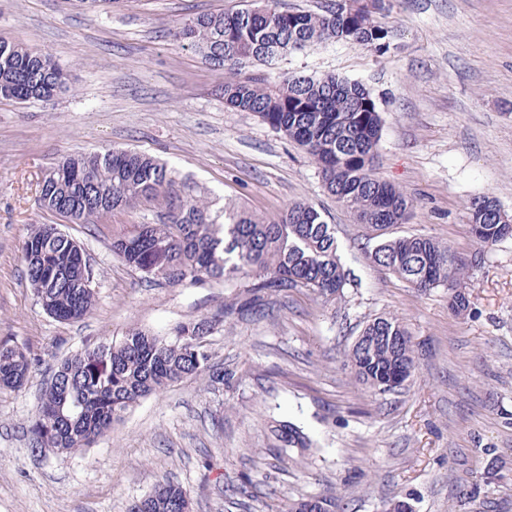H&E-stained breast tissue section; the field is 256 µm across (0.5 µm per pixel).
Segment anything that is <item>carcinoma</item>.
Listing matches in <instances>:
<instances>
[{
    "instance_id": "obj_1",
    "label": "carcinoma",
    "mask_w": 512,
    "mask_h": 512,
    "mask_svg": "<svg viewBox=\"0 0 512 512\" xmlns=\"http://www.w3.org/2000/svg\"><path fill=\"white\" fill-rule=\"evenodd\" d=\"M396 0H327L318 11H293L281 0H252L230 14H200L174 32L177 41L200 52L224 72V100L253 112L272 129L302 147L319 169L324 188L357 224L376 232L365 251L368 262L387 270L419 292L448 289V308L461 315L470 307L466 292L471 263L447 242L417 234L395 235L407 223L414 200L400 187L376 176L381 117L371 91L361 82L333 75L309 78L282 74L241 75L238 66L257 62L270 69L292 51L345 41L384 52L390 30L384 19ZM70 89L69 75L49 53L0 41V99L50 102ZM46 208L67 204L82 212L112 200V209L153 200L157 224H132L112 237V252L148 280L172 285L232 280L251 272L262 280L247 296L210 319L181 322L164 336L131 329L118 343L87 345L59 361L30 417L32 447L73 454L92 447L124 412L142 399L188 377L206 386L228 385L234 373L214 365L205 339L224 315L263 317L267 294L304 288L329 304L341 297L349 274L339 255L335 225L316 206L299 200L276 220L232 203L224 216L210 203L180 188L173 170L132 150L112 149L71 156L42 176ZM471 235L479 249L494 246L512 228V217L497 200L482 196L468 207ZM24 269L36 304L45 314L75 323L95 302L92 273L81 246L34 225L21 246ZM355 381L371 394L404 387L392 378L415 370L411 333L394 315L363 327L347 353ZM30 354L0 346V388L19 389L27 381ZM270 451L283 455L310 450L300 427H272ZM190 493L163 482L133 501L127 512H189ZM287 512H336L332 497H302Z\"/></svg>"
}]
</instances>
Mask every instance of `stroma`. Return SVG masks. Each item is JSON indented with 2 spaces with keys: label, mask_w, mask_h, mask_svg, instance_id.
Returning a JSON list of instances; mask_svg holds the SVG:
<instances>
[{
  "label": "stroma",
  "mask_w": 512,
  "mask_h": 512,
  "mask_svg": "<svg viewBox=\"0 0 512 512\" xmlns=\"http://www.w3.org/2000/svg\"><path fill=\"white\" fill-rule=\"evenodd\" d=\"M242 0H0V40L51 53L71 89L50 103L0 100V344L37 360L22 388L0 389V512H127L170 480L192 512H285L301 496L335 497L342 512H512V238L481 251L467 222L471 198L494 197L512 216V0H397L387 52L346 42L294 52L279 69L333 74L370 89L382 118L379 177L415 209L403 230L475 259L470 307L448 291L411 288L369 265L366 229L324 189L316 164L259 117L227 108L223 72L172 33ZM134 149L174 170L212 211L226 201L270 219L307 200L336 227L352 285L325 305L308 291L268 296L267 315H225L207 338L224 388L174 383L125 412L92 448L32 450L28 426L56 362L129 328L163 335L213 316L253 287L147 282L112 253L125 224H154L141 202L66 223L44 210L38 183L59 161ZM55 224L90 260L95 305L61 323L36 304L20 245L32 225ZM394 314L417 347L406 386L365 393L346 353L367 321ZM289 421L310 437L305 456L264 455L269 427ZM246 495L223 496L222 486Z\"/></svg>",
  "instance_id": "1"
}]
</instances>
